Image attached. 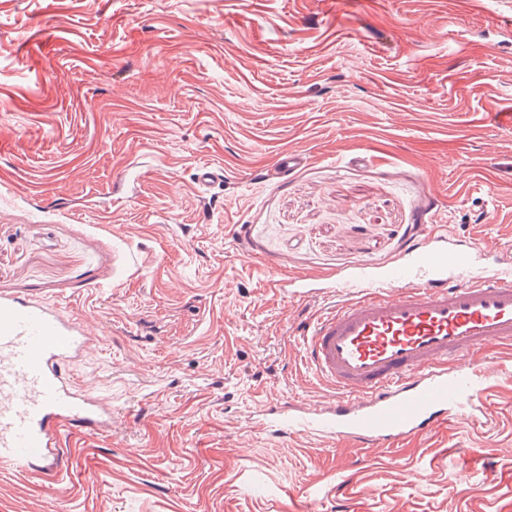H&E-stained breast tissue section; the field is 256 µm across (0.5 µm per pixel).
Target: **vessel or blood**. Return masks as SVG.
<instances>
[{
    "label": "vessel or blood",
    "instance_id": "obj_1",
    "mask_svg": "<svg viewBox=\"0 0 512 512\" xmlns=\"http://www.w3.org/2000/svg\"><path fill=\"white\" fill-rule=\"evenodd\" d=\"M437 231L425 225L410 262L338 280L341 302L297 326L301 359L332 400L310 416L280 411L281 432L389 448L441 422L471 420L500 373L474 353L512 342V262L475 266L471 250L439 246ZM92 340L60 308L0 294L1 464L58 479L70 427L111 431V406L68 371Z\"/></svg>",
    "mask_w": 512,
    "mask_h": 512
}]
</instances>
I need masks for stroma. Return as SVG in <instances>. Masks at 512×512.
Returning <instances> with one entry per match:
<instances>
[{
  "label": "stroma",
  "mask_w": 512,
  "mask_h": 512,
  "mask_svg": "<svg viewBox=\"0 0 512 512\" xmlns=\"http://www.w3.org/2000/svg\"><path fill=\"white\" fill-rule=\"evenodd\" d=\"M505 112L512 0H0V292L95 331L71 373L112 405L65 482L0 467V512H512V346L477 355L503 373L474 425L359 448L269 422L330 396L292 328L338 277L434 214L478 264L512 250Z\"/></svg>",
  "instance_id": "1"
}]
</instances>
